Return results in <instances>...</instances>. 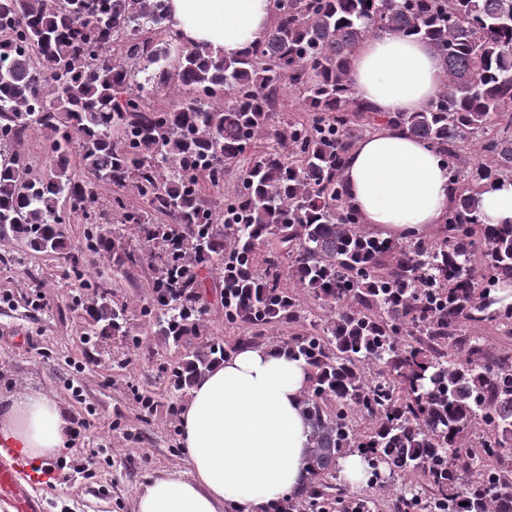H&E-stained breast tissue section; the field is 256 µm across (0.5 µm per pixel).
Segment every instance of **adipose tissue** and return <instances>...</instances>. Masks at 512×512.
<instances>
[{
    "instance_id": "1",
    "label": "adipose tissue",
    "mask_w": 512,
    "mask_h": 512,
    "mask_svg": "<svg viewBox=\"0 0 512 512\" xmlns=\"http://www.w3.org/2000/svg\"><path fill=\"white\" fill-rule=\"evenodd\" d=\"M170 23L189 45L235 56L259 40L274 0H169ZM351 90L379 113L416 112L437 93L443 65L415 35L382 33L353 53ZM347 200L384 239L427 237L452 207L455 191L444 158L428 143L381 127L361 140L343 171ZM489 225L512 224V180L481 195ZM309 384L305 364L268 345L238 348L191 389L180 415L189 477L151 480L136 512H272L297 490L307 466L311 429L300 401ZM71 417L45 393H26L0 406V446L33 468L64 451Z\"/></svg>"
}]
</instances>
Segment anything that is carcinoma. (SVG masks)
<instances>
[{"label":"carcinoma","instance_id":"obj_1","mask_svg":"<svg viewBox=\"0 0 512 512\" xmlns=\"http://www.w3.org/2000/svg\"><path fill=\"white\" fill-rule=\"evenodd\" d=\"M383 32L417 35L442 61L418 112L352 97L353 52ZM148 84L171 103L150 106ZM380 126L445 157L456 200L429 237H377L345 197L346 156ZM29 129L48 138L37 175L13 150ZM468 136L481 158L464 163ZM228 176L232 191L206 192ZM500 178L512 179V0H276L262 38L232 57L183 43L168 0H0V239L57 252L63 224H85L86 248L112 271L135 267L142 256L96 209L111 186L112 214L154 272L146 314L175 345L201 339L170 371L176 391L276 325H310L275 344L310 370L312 431L305 481L276 512H375L371 497L327 495L352 453L371 485L424 476L393 512H512V355L461 330L512 328V303L497 297L512 283V224L487 225L478 208ZM127 189L148 209L129 206ZM214 266L224 322L247 332L222 344L202 321V272ZM82 286L101 331H120L125 310L105 282ZM297 288L322 322L308 321ZM471 431L478 477L462 483L456 452Z\"/></svg>","mask_w":512,"mask_h":512}]
</instances>
